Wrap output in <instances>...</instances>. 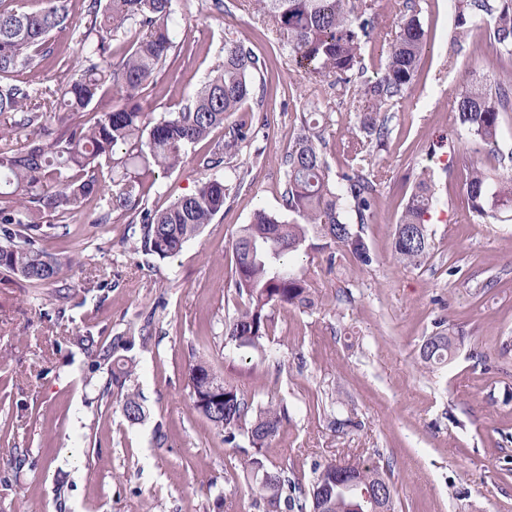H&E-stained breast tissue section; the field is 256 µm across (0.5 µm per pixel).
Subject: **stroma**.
<instances>
[{
	"label": "stroma",
	"mask_w": 512,
	"mask_h": 512,
	"mask_svg": "<svg viewBox=\"0 0 512 512\" xmlns=\"http://www.w3.org/2000/svg\"><path fill=\"white\" fill-rule=\"evenodd\" d=\"M429 47L412 93L390 114L374 156L386 173L376 215L363 228L371 265L331 267L323 254L290 259L312 279L321 302L311 312L275 309L265 352L224 347V320L241 300L229 286L231 241L262 208L285 215L282 158L300 129L301 96L314 82L288 60L273 21L248 0L225 11L202 0H173L189 49L141 92L155 115L190 103L232 37L267 61L262 111L237 121L259 134L242 145L225 175L239 173L223 213L168 259L133 251L140 227L98 223L89 206L50 216L46 247L77 256L72 285L88 288L84 305L59 310L48 289L0 270V512H262L243 480L247 441L223 435L193 410L185 371L200 353L245 394L288 406L271 453L309 486L315 464L350 459L380 465L394 489L396 512H512V215L485 220L471 212L463 154L512 176V112L502 115L498 152L459 137L451 111L469 80L492 82L512 72L484 19L448 49L453 0H418ZM55 54L17 79L58 88L77 73L78 32L57 36ZM327 160L346 170L357 114L349 94L321 95ZM224 138L215 129L191 147L184 164L160 176L144 204L162 209L192 193L204 173L196 157ZM434 172L441 201L431 215L433 246L418 267L392 258L395 224L421 167ZM457 325L465 343L447 367L423 369L420 346L440 322ZM144 332L131 355L134 385L147 409L128 423L106 387L111 365H93L79 340L98 345ZM355 422L339 437L332 402ZM164 432L157 442L156 432Z\"/></svg>",
	"instance_id": "35a3bbf8"
}]
</instances>
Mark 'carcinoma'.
Instances as JSON below:
<instances>
[{"label": "carcinoma", "instance_id": "cac0c4a2", "mask_svg": "<svg viewBox=\"0 0 512 512\" xmlns=\"http://www.w3.org/2000/svg\"><path fill=\"white\" fill-rule=\"evenodd\" d=\"M287 35L288 58L314 78H329L358 103L362 137L346 146L351 164L332 174L326 160V128L320 123L319 92L305 98L300 133L284 157V219L257 209L241 225L232 242L234 270L230 287L245 298L235 316L224 321V346L262 350L271 336L272 310H311L319 296L311 281L286 261L292 253L311 249L326 261L353 257L373 263L362 227L375 215L382 174L367 144L388 134V112L412 91L427 49V34L416 0H403L404 15L376 75L365 76V54L371 51L377 27L374 0H255ZM0 0V268L20 276L34 288L66 284L77 261L43 245L55 225L52 213L77 214L95 204L98 223L129 219L141 224L134 250L166 259L180 253L203 227L224 211L232 186L210 171L233 158L242 144L258 134L232 120L249 101L263 106L256 75L265 60L240 40L226 38L224 58L213 68L193 103L160 118L140 102L143 87L175 63L178 39L185 36L172 0H82V64L64 86L35 89L14 78L19 67L31 66L55 53L52 38L71 23V0H45L36 11ZM494 21L493 38L500 53L512 57V0H458L452 44L478 21ZM112 95L113 103L90 119L87 109ZM452 112L460 131L489 151L496 150L500 116L512 112V80L495 85L469 82L456 97ZM224 127V141L199 157L209 173L195 191L163 210L140 206L145 190L159 175L184 162L188 148ZM112 166L113 190L99 183L102 164ZM466 192L471 212L495 218L512 209V179L467 160ZM439 203L434 174L421 170L395 225L393 256L399 264L418 266L431 243L427 221ZM454 328L442 326L420 347L425 369L448 363L456 349ZM133 341L123 334L109 348H96L86 338L85 351L94 361L112 360V388L127 422L138 424L146 411L130 382L137 364L125 352ZM193 408L237 446L248 439V494L263 502L264 512H368L359 490L383 491L385 512H395L392 486L376 465L331 459L314 467L304 490L288 467L269 454L280 436L288 407L247 397L231 380L200 356L186 370Z\"/></svg>", "mask_w": 512, "mask_h": 512}]
</instances>
